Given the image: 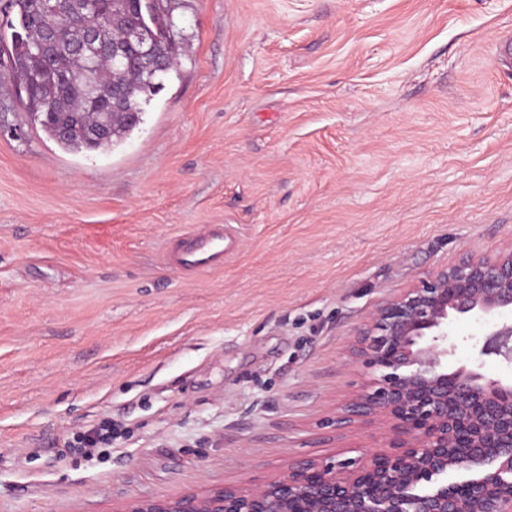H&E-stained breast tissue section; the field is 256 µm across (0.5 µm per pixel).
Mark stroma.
Returning <instances> with one entry per match:
<instances>
[{"mask_svg":"<svg viewBox=\"0 0 512 512\" xmlns=\"http://www.w3.org/2000/svg\"><path fill=\"white\" fill-rule=\"evenodd\" d=\"M176 64L109 151L0 78V512H120L360 459L349 344L387 297L512 248V0H170ZM228 225L223 267L163 261ZM448 323L449 369L512 365ZM109 420L104 453L76 438ZM490 54L497 68L512 69V31H505L497 43L490 47Z\"/></svg>","mask_w":512,"mask_h":512,"instance_id":"35a3bbf8","label":"stroma"}]
</instances>
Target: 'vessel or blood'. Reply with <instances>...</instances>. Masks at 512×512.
Listing matches in <instances>:
<instances>
[{
    "instance_id": "obj_1",
    "label": "vessel or blood",
    "mask_w": 512,
    "mask_h": 512,
    "mask_svg": "<svg viewBox=\"0 0 512 512\" xmlns=\"http://www.w3.org/2000/svg\"><path fill=\"white\" fill-rule=\"evenodd\" d=\"M496 67L512 69V31L504 32L490 48ZM225 227L206 224L200 230L180 235L166 259L176 268L192 274L213 270L224 263L227 247Z\"/></svg>"
}]
</instances>
